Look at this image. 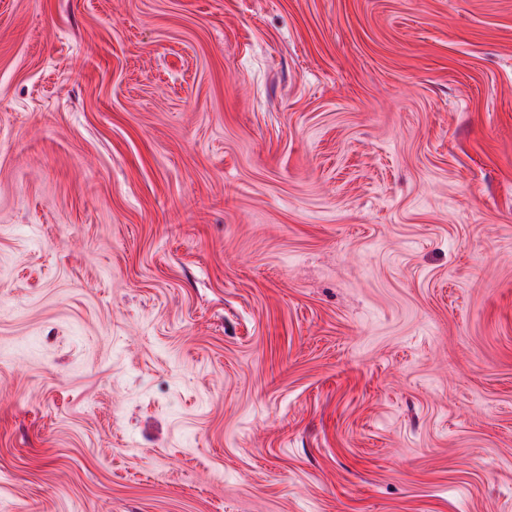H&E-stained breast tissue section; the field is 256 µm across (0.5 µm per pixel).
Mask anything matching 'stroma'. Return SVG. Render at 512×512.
<instances>
[{
  "instance_id": "stroma-1",
  "label": "stroma",
  "mask_w": 512,
  "mask_h": 512,
  "mask_svg": "<svg viewBox=\"0 0 512 512\" xmlns=\"http://www.w3.org/2000/svg\"><path fill=\"white\" fill-rule=\"evenodd\" d=\"M0 512H512V0H0Z\"/></svg>"
}]
</instances>
